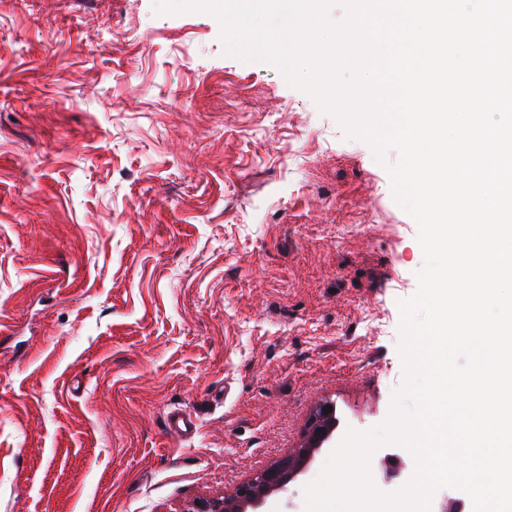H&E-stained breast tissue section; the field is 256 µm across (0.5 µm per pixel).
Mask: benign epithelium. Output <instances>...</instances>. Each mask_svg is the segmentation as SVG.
<instances>
[{"label": "benign epithelium", "instance_id": "7a95c632", "mask_svg": "<svg viewBox=\"0 0 512 512\" xmlns=\"http://www.w3.org/2000/svg\"><path fill=\"white\" fill-rule=\"evenodd\" d=\"M334 425L332 413L318 411L310 421L304 447L258 472L233 492L202 497L198 503L190 502L183 512H260V506L268 497L287 490L288 484L328 441Z\"/></svg>", "mask_w": 512, "mask_h": 512}]
</instances>
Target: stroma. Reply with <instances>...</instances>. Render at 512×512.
<instances>
[{
    "instance_id": "stroma-1",
    "label": "stroma",
    "mask_w": 512,
    "mask_h": 512,
    "mask_svg": "<svg viewBox=\"0 0 512 512\" xmlns=\"http://www.w3.org/2000/svg\"><path fill=\"white\" fill-rule=\"evenodd\" d=\"M221 27L0 0V512H182L405 380L418 225L386 164ZM196 422L174 437L168 412Z\"/></svg>"
}]
</instances>
